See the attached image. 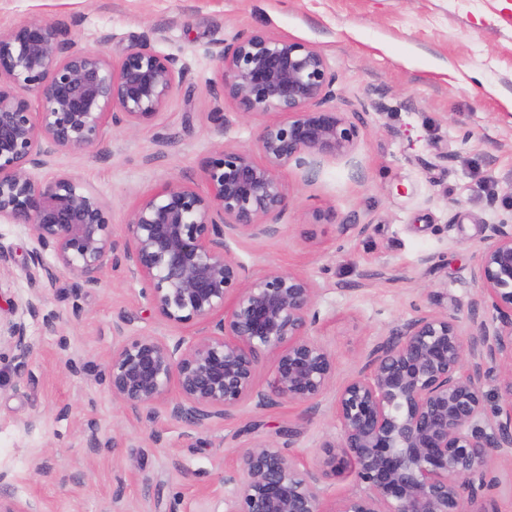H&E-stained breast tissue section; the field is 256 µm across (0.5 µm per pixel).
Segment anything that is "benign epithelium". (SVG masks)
Here are the masks:
<instances>
[{
  "instance_id": "1",
  "label": "benign epithelium",
  "mask_w": 512,
  "mask_h": 512,
  "mask_svg": "<svg viewBox=\"0 0 512 512\" xmlns=\"http://www.w3.org/2000/svg\"><path fill=\"white\" fill-rule=\"evenodd\" d=\"M223 98L239 113L279 119L259 127L261 158L221 147L203 168L205 189L170 182L130 213L126 237L112 235L110 210L80 181L43 185L31 170L57 149L86 151L104 126L154 122L179 86L182 69L143 36L110 59L61 39L50 21L0 30V219L28 227L33 292L13 305L44 326L42 290L62 271L76 289L101 285L107 262L124 259L141 296L165 323L201 324L198 335L167 339L113 333L108 388L133 413L162 405L189 426L222 420L243 402L312 405L326 394L336 360L313 338L318 288L306 274L270 268L251 275L230 243L280 231L289 167L352 154L360 128L336 99V74L306 43L240 31L211 52ZM41 100L32 110L29 95ZM471 269L477 288L460 317L421 313L369 352L336 392L340 436L325 444L324 469L301 467L278 446L257 444L224 477L241 488L225 512H327L321 483L351 470L362 493L332 512H476L491 465L512 448V223L487 225ZM54 262L47 263L44 254ZM492 312L478 319V308ZM24 319L0 321L18 368L31 346ZM274 358L270 389L255 386L258 355ZM500 369V405L485 423L482 381Z\"/></svg>"
}]
</instances>
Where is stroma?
Returning a JSON list of instances; mask_svg holds the SVG:
<instances>
[{"mask_svg":"<svg viewBox=\"0 0 512 512\" xmlns=\"http://www.w3.org/2000/svg\"><path fill=\"white\" fill-rule=\"evenodd\" d=\"M43 18L81 49L118 58L131 40L179 60L181 82L153 125L106 127L91 150H57L33 170L42 183L81 181L124 239L132 209L164 183L203 188V164L221 146L256 150L259 120L216 100L210 51L243 29L307 43L336 73V104L359 116L350 156L288 169L279 234L232 243L256 275L300 271L319 289L316 340L336 359V383L418 312L466 317L476 295L471 267L486 227L512 217V0H0V29ZM223 109L224 125L211 120ZM335 211L366 234L316 224ZM0 317L27 295L28 228L0 221ZM103 286L75 291L61 272L45 307L56 333L28 320L24 373L0 344V502L37 512H224L239 486L224 480L247 447L274 443L322 465L340 428L333 394L308 408L243 403L193 429L166 414L126 412L104 381L112 325L131 336L199 333L149 312L140 286L105 267ZM478 512H512V456L493 466Z\"/></svg>","mask_w":512,"mask_h":512,"instance_id":"35a3bbf8","label":"stroma"}]
</instances>
